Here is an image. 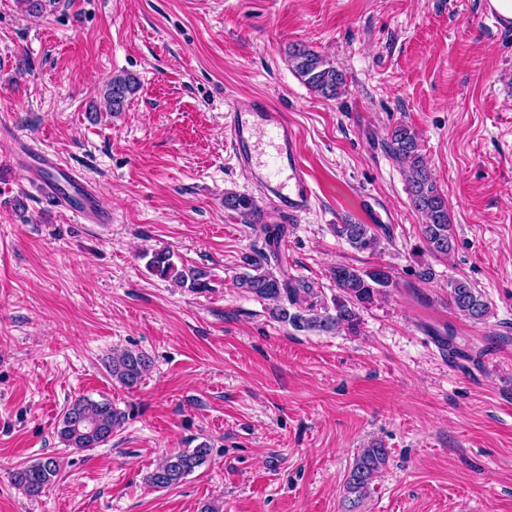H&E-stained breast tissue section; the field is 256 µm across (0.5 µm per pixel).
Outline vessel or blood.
<instances>
[{
    "label": "vessel or blood",
    "mask_w": 512,
    "mask_h": 512,
    "mask_svg": "<svg viewBox=\"0 0 512 512\" xmlns=\"http://www.w3.org/2000/svg\"><path fill=\"white\" fill-rule=\"evenodd\" d=\"M224 133L237 161L252 168L254 182L275 199L279 210L297 218L312 209L316 201L312 175L299 157L295 133L284 113L259 100L227 113ZM15 147L28 156L27 181L41 196L85 221H111V214L99 204L93 181L46 150L20 141Z\"/></svg>",
    "instance_id": "obj_1"
}]
</instances>
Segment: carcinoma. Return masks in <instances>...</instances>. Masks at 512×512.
I'll return each mask as SVG.
<instances>
[{
    "instance_id": "carcinoma-1",
    "label": "carcinoma",
    "mask_w": 512,
    "mask_h": 512,
    "mask_svg": "<svg viewBox=\"0 0 512 512\" xmlns=\"http://www.w3.org/2000/svg\"><path fill=\"white\" fill-rule=\"evenodd\" d=\"M290 61L305 84L318 95L337 97L345 84L344 75L326 58L304 45H296L290 52ZM140 83L137 77L124 72L112 76L102 89L110 112L125 110L136 95ZM389 151L393 159L408 173V193L415 211L421 214V237L425 250L433 257H443L454 250V231L448 220V202L432 178L421 153L419 137L407 124H399L390 133ZM224 209L237 213L244 222L259 226L270 251L260 255L244 254L241 266L244 272L236 276V286L242 291L265 301H271L272 318L299 330L333 333L347 330L358 332L359 310L373 304L387 289L393 287L390 272L383 267L360 269L337 265L330 270L338 294L332 305H319L315 288L302 279L290 278L284 271H275L271 263H280L279 244L284 228L262 223L261 210L247 195L224 194ZM335 233L358 250L372 249L379 243L377 230L370 224H336ZM148 271L162 279H170L193 290L204 289V273L177 268L173 254L167 249H155L146 263ZM448 303L461 316L475 323L485 321L489 306L483 294L466 278L448 280ZM152 366L151 357L140 350L125 349L112 355L108 364L112 378L132 388L139 384ZM124 414L103 399L94 401L79 398L64 411L58 435L67 446L97 448L112 438L121 425ZM209 448L201 444L167 455L146 477V483L156 489H168L179 483L201 466ZM388 458V449L382 446L365 448L354 462L346 481V493L354 510L370 492ZM59 471L58 460L45 456L30 465H23L11 473V481L28 494L35 496L49 487Z\"/></svg>"
}]
</instances>
